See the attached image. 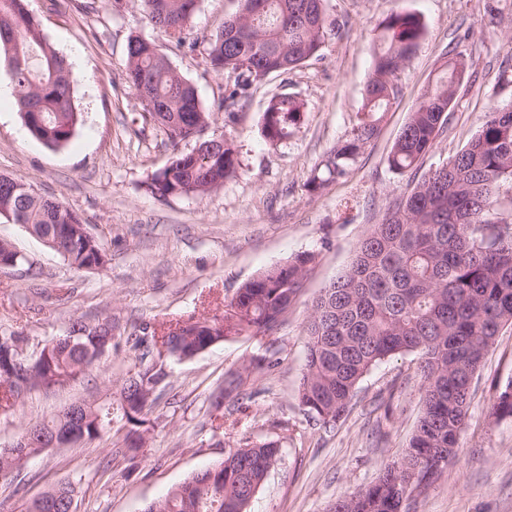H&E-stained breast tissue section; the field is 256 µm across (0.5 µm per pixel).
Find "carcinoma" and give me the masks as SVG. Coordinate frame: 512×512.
<instances>
[{
    "mask_svg": "<svg viewBox=\"0 0 512 512\" xmlns=\"http://www.w3.org/2000/svg\"><path fill=\"white\" fill-rule=\"evenodd\" d=\"M153 29L177 46L195 51L190 40L198 0H139ZM247 13L232 14L202 50L203 61L233 79L220 108L226 112L248 87L271 74H285L321 56L336 30L324 0H244ZM421 17L393 12L380 24L373 71L362 112L350 135L330 150L308 182L312 189L345 177L351 164L375 137L385 112L398 98L396 74L416 51L424 34ZM0 47L17 104L31 134L50 147L69 143L82 122L73 103L75 79L64 57L44 37L27 0H0ZM468 64L458 52L439 69L394 144L387 162L396 174L418 168L448 121L452 102ZM126 78L143 98L148 119L173 140L193 136L210 125L195 88L169 64L153 39L131 36ZM305 112L290 93L272 97L263 113L262 133L273 146L291 136ZM239 167L233 141L224 133L196 141L189 152L177 151L155 172L147 189L160 199L201 197L235 176ZM512 180V104L490 108L481 129L445 164L431 171L411 191L388 207L355 248L343 273L313 302L306 326L307 354L298 396L308 413L325 423L348 410L362 378L385 358L402 352L420 355L423 408L402 461L386 466L365 488L339 499L333 512H405L404 484L426 475L432 452L457 451L458 434L469 408L472 380L485 354L505 327H512V214L497 209L501 184ZM4 217L24 224L39 239L61 226L82 223L56 196L37 194L30 185L0 174ZM106 249L96 236L76 229L63 258L77 270L104 264ZM315 255L302 252L242 284L225 305L224 318L179 322L149 337L139 347L167 348L191 358L227 336L266 332L277 326L300 293ZM112 317L73 320L67 333L46 344L39 355L23 354V337L0 336V407L20 402L33 390L49 389L81 377L112 351ZM166 373L146 366L105 397L91 396L70 413L35 424L51 438L74 422L84 426V440L127 428L115 456L135 449L139 428L151 409ZM246 378L224 380L219 399L239 400ZM495 417L512 416V383L491 406ZM45 446L0 450V472L18 470L23 457ZM279 455L273 440L231 448L224 459L148 503L144 512H245ZM77 486L64 481L27 506V512H68Z\"/></svg>",
    "mask_w": 512,
    "mask_h": 512,
    "instance_id": "1",
    "label": "carcinoma"
}]
</instances>
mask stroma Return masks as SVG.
Here are the masks:
<instances>
[{"instance_id": "stroma-1", "label": "stroma", "mask_w": 512, "mask_h": 512, "mask_svg": "<svg viewBox=\"0 0 512 512\" xmlns=\"http://www.w3.org/2000/svg\"><path fill=\"white\" fill-rule=\"evenodd\" d=\"M339 27L321 57L253 83L234 114L219 110L227 77L197 52L170 44V65L197 91L238 151L235 177L207 195L161 200L144 183L175 151L143 124L144 102L125 75L130 34L156 37L136 0L111 10L108 0H28L44 35L62 54L78 53L74 102L83 122L71 141L51 148L27 128L16 99L0 102V174L59 197L107 243L105 263L72 268L25 225L0 217V240L23 256L0 272V333L24 336L26 356L66 334L71 321L113 316L125 332L82 377L0 408V448L11 447L31 422L116 386L153 364L166 386L146 414V445L133 459L113 458L111 438L52 448L0 479V512L29 502L64 479L75 481V512H143L192 474L252 442L278 441L277 462L246 512H329L337 499L368 486L405 454L422 410L416 354L392 356L359 383L346 415L325 424L300 405L312 304L348 265L370 225L424 175L447 162L480 129L490 107L512 103V0H326ZM235 0H199L191 39L204 43L224 26ZM420 15L424 36L397 73L401 93L376 137L349 174L312 192L307 182L345 139L363 106L377 26L391 13ZM464 53L468 69L448 121L419 170L398 175L387 157L411 112L434 81L445 55ZM297 96L305 114L290 138L269 145L261 132L268 100ZM315 255L296 300L272 330L216 343L180 360L142 354L133 336L224 315L246 281L296 254ZM275 364L250 370L253 356ZM248 371L243 403L214 405L213 391L232 372ZM512 381V328L497 336L471 386L468 417L443 477L415 495L410 512H512V417H491L495 393Z\"/></svg>"}]
</instances>
